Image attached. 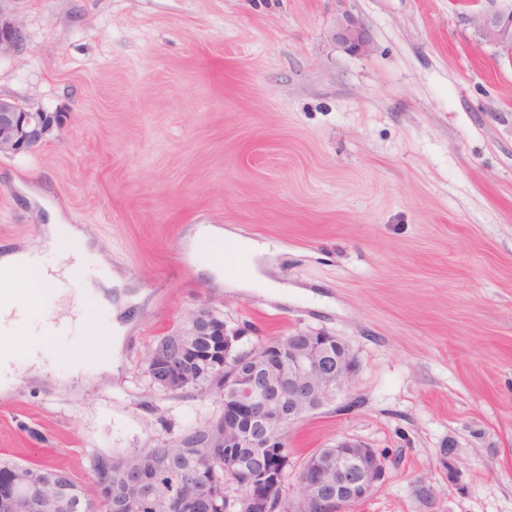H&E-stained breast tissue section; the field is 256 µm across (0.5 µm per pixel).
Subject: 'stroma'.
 Segmentation results:
<instances>
[{
  "label": "stroma",
  "mask_w": 512,
  "mask_h": 512,
  "mask_svg": "<svg viewBox=\"0 0 512 512\" xmlns=\"http://www.w3.org/2000/svg\"><path fill=\"white\" fill-rule=\"evenodd\" d=\"M491 0H12L0 96L59 112L0 155V244L50 216L120 275L111 336L72 328L52 367L0 394V457L64 467L203 424L154 389L146 351L200 306L245 343L340 336L359 371L288 431L291 464L345 438L389 459L352 512H512V65L468 15ZM229 232L194 251L197 226ZM271 248L284 298L227 288Z\"/></svg>",
  "instance_id": "1"
}]
</instances>
